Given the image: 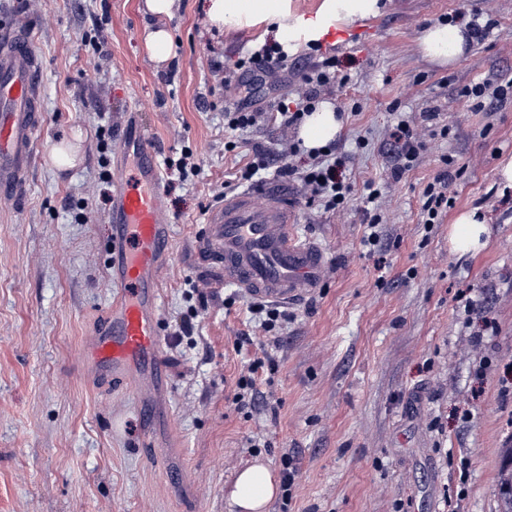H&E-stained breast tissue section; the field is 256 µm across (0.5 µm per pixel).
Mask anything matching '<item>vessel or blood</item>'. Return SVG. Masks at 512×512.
<instances>
[{"label":"vessel or blood","instance_id":"obj_1","mask_svg":"<svg viewBox=\"0 0 512 512\" xmlns=\"http://www.w3.org/2000/svg\"><path fill=\"white\" fill-rule=\"evenodd\" d=\"M37 67L31 35L0 27L1 197L18 192L35 160L43 128ZM118 150L134 162L117 174L119 187L112 195L114 294L102 321L84 339V356L92 379L135 382L146 406L165 384L159 283L173 221L157 189L160 170L145 130L124 136ZM204 223L199 263L245 299L286 307L321 285L327 257L317 242L299 235L294 200L285 189L272 184L244 189L211 207Z\"/></svg>","mask_w":512,"mask_h":512}]
</instances>
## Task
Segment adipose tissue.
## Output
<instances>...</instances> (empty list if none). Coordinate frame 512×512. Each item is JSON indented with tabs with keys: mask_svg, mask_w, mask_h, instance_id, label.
Masks as SVG:
<instances>
[{
	"mask_svg": "<svg viewBox=\"0 0 512 512\" xmlns=\"http://www.w3.org/2000/svg\"><path fill=\"white\" fill-rule=\"evenodd\" d=\"M206 9L213 23L227 29L272 23L280 38L294 41L301 37L310 40L322 37L337 19L375 14L378 0H322L315 18L308 20L293 14L288 0H207ZM472 42L465 27L437 23L425 30L420 47L431 62L449 65L461 57ZM341 128V117L332 104L323 102L305 118L301 137L307 148H318L334 140ZM489 234L486 217L480 209L463 211L448 227L449 249L460 258L475 254L486 246ZM278 492L272 471L258 462L237 475L228 493V502L235 512H267Z\"/></svg>",
	"mask_w": 512,
	"mask_h": 512,
	"instance_id": "obj_1",
	"label": "adipose tissue"
}]
</instances>
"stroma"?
Segmentation results:
<instances>
[{
  "label": "stroma",
  "instance_id": "obj_1",
  "mask_svg": "<svg viewBox=\"0 0 512 512\" xmlns=\"http://www.w3.org/2000/svg\"><path fill=\"white\" fill-rule=\"evenodd\" d=\"M139 2L0 0V26L35 40L44 113L24 188L0 198V512H230L237 472L257 460L279 472L285 454L298 467L288 512H499L500 453L512 445V187L497 169L512 158V103L472 112L456 91L512 76V0H380V14L347 23L354 37L334 54L349 80L322 98L344 120L336 145L354 196L369 181L382 189V243L366 252L358 206L324 212L288 182L299 234L330 262L272 347L273 416L236 410L247 359L236 342L266 337L249 301L225 305L232 289L195 260L205 213L237 193L255 150H288L291 131L273 121L224 128L226 96L271 109L266 89L224 86L267 37L260 25L217 28L205 0H179L161 20L174 48L160 67ZM475 9L491 11L489 37L452 65L429 63L424 30ZM89 32L106 55L84 44ZM396 104L427 139L397 178L387 153ZM132 115L156 149L174 222L160 319L171 391L148 420L129 386L88 381L81 346L112 302L104 175ZM443 124L448 138L432 137ZM76 133L83 161L53 168L50 150ZM443 154L464 172L449 184L453 208L428 225L422 193ZM473 207L489 242L459 259L448 226ZM191 280L205 285L204 303L187 300ZM186 316L191 345L175 336ZM147 431L181 455V470L154 460Z\"/></svg>",
  "mask_w": 512,
  "mask_h": 512
}]
</instances>
